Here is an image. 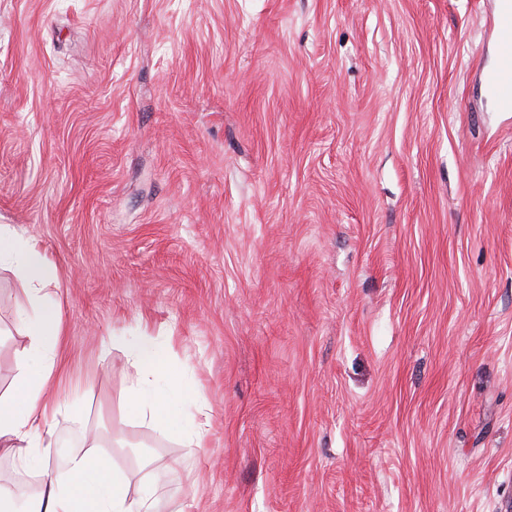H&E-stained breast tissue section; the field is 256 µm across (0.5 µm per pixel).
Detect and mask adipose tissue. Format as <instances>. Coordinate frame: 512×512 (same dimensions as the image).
<instances>
[{
  "instance_id": "1",
  "label": "adipose tissue",
  "mask_w": 512,
  "mask_h": 512,
  "mask_svg": "<svg viewBox=\"0 0 512 512\" xmlns=\"http://www.w3.org/2000/svg\"><path fill=\"white\" fill-rule=\"evenodd\" d=\"M9 264L29 287L40 312L27 329L30 354L19 367L13 390L0 398V445L18 465L41 476L40 490L23 507H15L9 488L0 485V512H155L153 493L144 489L129 497L124 473L110 459L89 451L72 456L66 478L52 474L47 418L62 410L49 391L55 355L62 336L57 307L46 305L58 284L56 266L27 237L10 224L0 225V264ZM133 373L125 396L126 407L164 435L185 438L202 447V425L188 426L187 405L198 391L161 359L155 337L139 336L126 344Z\"/></svg>"
}]
</instances>
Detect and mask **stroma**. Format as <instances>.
Masks as SVG:
<instances>
[{
	"mask_svg": "<svg viewBox=\"0 0 512 512\" xmlns=\"http://www.w3.org/2000/svg\"><path fill=\"white\" fill-rule=\"evenodd\" d=\"M497 0H0V224L57 267L51 466L156 512H512ZM0 266V396L30 340ZM156 336L206 445L128 412Z\"/></svg>",
	"mask_w": 512,
	"mask_h": 512,
	"instance_id": "stroma-1",
	"label": "stroma"
}]
</instances>
